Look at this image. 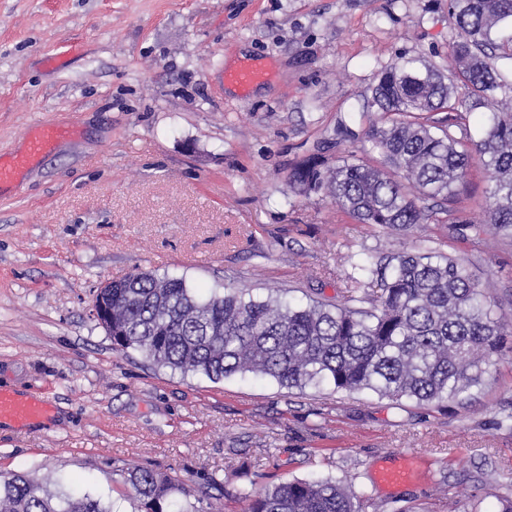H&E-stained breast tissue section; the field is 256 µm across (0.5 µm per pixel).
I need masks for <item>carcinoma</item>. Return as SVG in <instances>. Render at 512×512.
<instances>
[{"label": "carcinoma", "mask_w": 512, "mask_h": 512, "mask_svg": "<svg viewBox=\"0 0 512 512\" xmlns=\"http://www.w3.org/2000/svg\"><path fill=\"white\" fill-rule=\"evenodd\" d=\"M456 24L448 74L415 59L393 63L373 88L379 118L368 141L387 164L342 161L324 167L318 155L299 161L290 187L325 193L362 224L409 230L433 219L414 194L450 202L474 165L488 178L483 223L512 230V103L496 94L512 82L491 63L512 59V0H449ZM477 108L489 109L477 141L464 144L450 128ZM353 295L342 305L316 298H256L224 286L202 295L185 279L152 272L112 281L93 305L112 311V349L139 351L154 364L221 381L236 374L268 377L288 389L369 390L396 405L440 404L480 384L509 335L465 263L441 252L369 255L352 263ZM135 512H192L190 493L166 473H124ZM250 498L249 512H364L341 481L294 480ZM0 512H110L77 490L52 493L27 473L0 480Z\"/></svg>", "instance_id": "1"}]
</instances>
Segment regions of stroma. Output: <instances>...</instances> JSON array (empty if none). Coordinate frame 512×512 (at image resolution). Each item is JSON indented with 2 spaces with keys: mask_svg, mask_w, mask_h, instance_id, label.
<instances>
[{
  "mask_svg": "<svg viewBox=\"0 0 512 512\" xmlns=\"http://www.w3.org/2000/svg\"><path fill=\"white\" fill-rule=\"evenodd\" d=\"M454 27L448 0H0V155L23 153L34 125L74 130L0 186V388L53 405L28 430L0 426V473L80 485L113 512H133L134 467L192 489L197 512H247L242 491L328 477L379 507L501 512L512 335L483 385L398 406L185 375L113 350L90 315L102 281L140 271L340 304L350 255L432 249L464 258L512 326V236L481 221V169L452 223L409 231L288 186L308 155L371 158L379 75L402 57L446 71ZM248 58L268 76L243 97L224 73ZM401 455L416 481L380 488L377 469Z\"/></svg>",
  "mask_w": 512,
  "mask_h": 512,
  "instance_id": "35a3bbf8",
  "label": "stroma"
}]
</instances>
